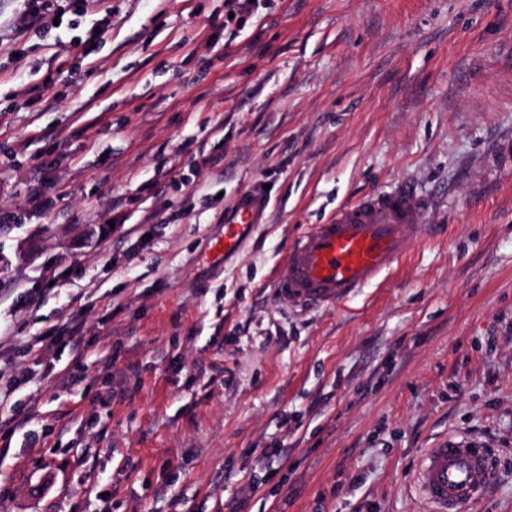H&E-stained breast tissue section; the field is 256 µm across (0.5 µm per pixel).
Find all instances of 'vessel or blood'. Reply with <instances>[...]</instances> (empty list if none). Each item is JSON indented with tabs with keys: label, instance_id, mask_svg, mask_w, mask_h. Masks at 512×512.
<instances>
[{
	"label": "vessel or blood",
	"instance_id": "b4317fda",
	"mask_svg": "<svg viewBox=\"0 0 512 512\" xmlns=\"http://www.w3.org/2000/svg\"><path fill=\"white\" fill-rule=\"evenodd\" d=\"M432 209L431 197L404 185L338 205L324 223L301 232L276 264L274 299L302 311L331 308L383 282L430 231ZM256 221L255 205H240L216 250L235 254ZM494 477L493 449L450 437L423 450L414 487L427 512H469Z\"/></svg>",
	"mask_w": 512,
	"mask_h": 512
}]
</instances>
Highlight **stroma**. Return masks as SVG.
<instances>
[{
  "mask_svg": "<svg viewBox=\"0 0 512 512\" xmlns=\"http://www.w3.org/2000/svg\"><path fill=\"white\" fill-rule=\"evenodd\" d=\"M107 5L20 37L0 0V512H425L448 437L512 512V0ZM400 184L433 237L340 307L275 302L297 235ZM251 224H258L256 205L241 204L236 218L224 224V237L216 242L215 249L221 253L224 252V257L235 254L243 240L245 230Z\"/></svg>",
  "mask_w": 512,
  "mask_h": 512,
  "instance_id": "1",
  "label": "stroma"
}]
</instances>
